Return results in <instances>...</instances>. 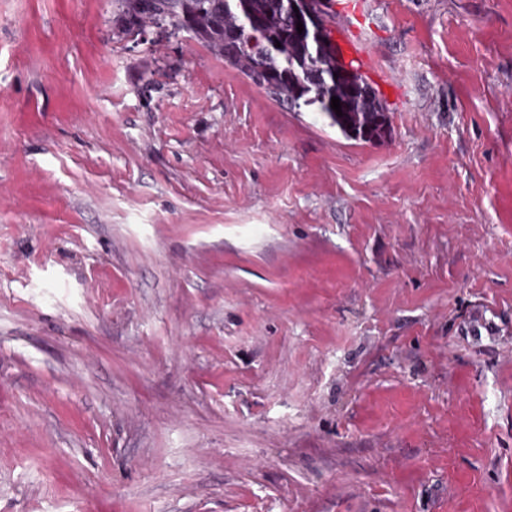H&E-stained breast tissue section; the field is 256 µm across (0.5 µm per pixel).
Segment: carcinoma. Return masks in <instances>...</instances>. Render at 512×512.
Returning a JSON list of instances; mask_svg holds the SVG:
<instances>
[{"mask_svg":"<svg viewBox=\"0 0 512 512\" xmlns=\"http://www.w3.org/2000/svg\"><path fill=\"white\" fill-rule=\"evenodd\" d=\"M290 2L113 0L112 23L119 36L140 35L150 27L186 32L286 105L315 104L346 134L368 142L384 138L387 107L352 64L338 60L323 0H307L297 13ZM334 96L340 99V116L331 108Z\"/></svg>","mask_w":512,"mask_h":512,"instance_id":"1","label":"carcinoma"}]
</instances>
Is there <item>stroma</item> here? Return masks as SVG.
<instances>
[{
  "instance_id": "stroma-1",
  "label": "stroma",
  "mask_w": 512,
  "mask_h": 512,
  "mask_svg": "<svg viewBox=\"0 0 512 512\" xmlns=\"http://www.w3.org/2000/svg\"><path fill=\"white\" fill-rule=\"evenodd\" d=\"M347 3L380 141L0 0V512H512V0Z\"/></svg>"
}]
</instances>
